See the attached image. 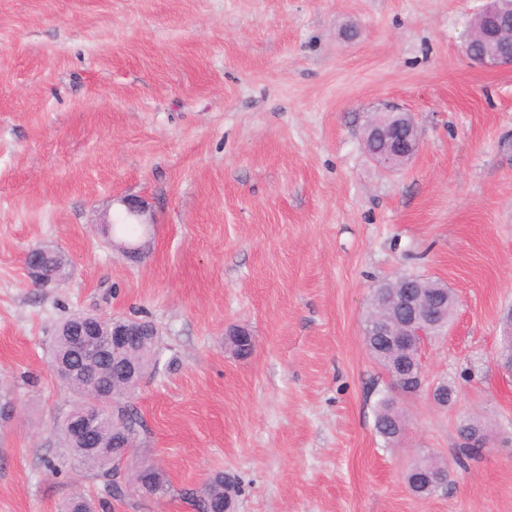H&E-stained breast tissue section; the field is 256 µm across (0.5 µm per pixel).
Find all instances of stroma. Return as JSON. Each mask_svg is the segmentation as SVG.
<instances>
[{
	"instance_id": "1",
	"label": "stroma",
	"mask_w": 512,
	"mask_h": 512,
	"mask_svg": "<svg viewBox=\"0 0 512 512\" xmlns=\"http://www.w3.org/2000/svg\"><path fill=\"white\" fill-rule=\"evenodd\" d=\"M485 0H0V512H59L95 472L51 471L54 426L78 404L50 346L77 312L153 321L157 372L129 469L174 495L110 512H193L180 489L235 476L237 512H512V375L497 355L512 308V67L464 52ZM418 155L390 172L362 144L387 106ZM126 197L148 226L137 258L103 222ZM48 245L65 282L24 258ZM416 275L456 294L423 350L448 406L406 399L396 445L375 430L389 380L363 318L380 283ZM248 328L251 354L224 349ZM488 428L459 466L458 427ZM444 461L414 496L407 469Z\"/></svg>"
}]
</instances>
